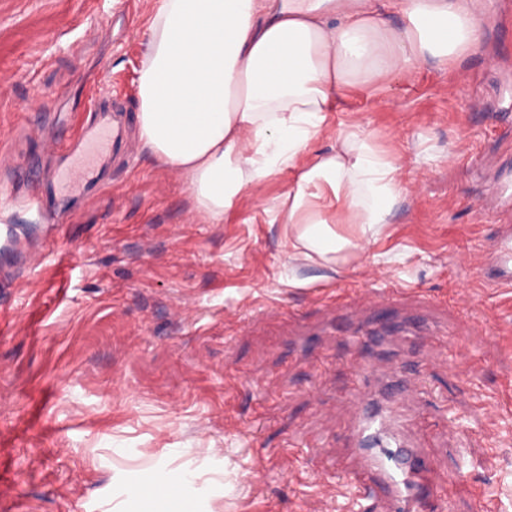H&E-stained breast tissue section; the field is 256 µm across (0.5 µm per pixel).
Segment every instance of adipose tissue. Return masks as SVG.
I'll use <instances>...</instances> for the list:
<instances>
[{
	"mask_svg": "<svg viewBox=\"0 0 512 512\" xmlns=\"http://www.w3.org/2000/svg\"><path fill=\"white\" fill-rule=\"evenodd\" d=\"M480 37L477 0H157L138 76L139 137L182 175L209 223L291 170L271 209L289 227V260L358 249L387 224L404 172L357 126L333 153H310L311 143L350 89L428 61L447 68ZM327 194L356 238L332 230ZM154 485L143 473L127 512L152 500L192 512L188 474H169L160 493Z\"/></svg>",
	"mask_w": 512,
	"mask_h": 512,
	"instance_id": "1",
	"label": "adipose tissue"
}]
</instances>
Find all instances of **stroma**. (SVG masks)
Wrapping results in <instances>:
<instances>
[{"instance_id": "35a3bbf8", "label": "stroma", "mask_w": 512, "mask_h": 512, "mask_svg": "<svg viewBox=\"0 0 512 512\" xmlns=\"http://www.w3.org/2000/svg\"><path fill=\"white\" fill-rule=\"evenodd\" d=\"M155 0H0V512H123L143 471L191 475L194 512H325L323 485L342 476L345 439L365 401L401 366L403 432L452 512H512V288L476 270L512 215V0H481V39L440 69L354 92L313 150H335L359 125L409 173L368 250L289 263L271 202L294 178H271L224 216L204 221L178 172L138 137V74ZM98 24V39L81 36ZM110 67L136 166L107 167L111 188L70 190L32 130L75 143L73 106ZM61 207V231L29 211L30 186ZM408 289L389 307L383 281ZM340 288L357 303L336 304ZM467 296L466 311L449 305ZM417 320L421 340L385 337L376 379L336 326L374 328L381 313ZM463 431H448V416ZM331 460L288 469L295 443ZM471 467L449 484L460 458Z\"/></svg>"}]
</instances>
